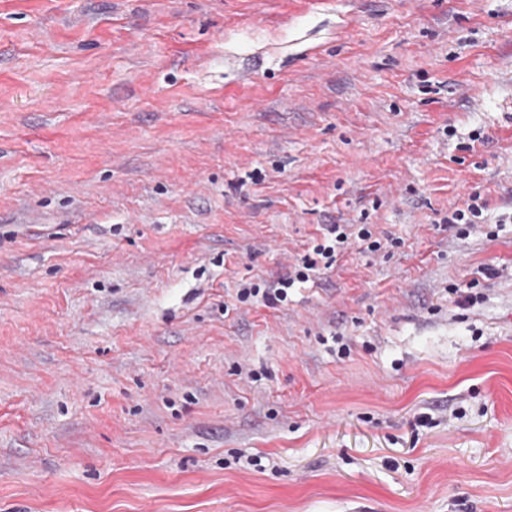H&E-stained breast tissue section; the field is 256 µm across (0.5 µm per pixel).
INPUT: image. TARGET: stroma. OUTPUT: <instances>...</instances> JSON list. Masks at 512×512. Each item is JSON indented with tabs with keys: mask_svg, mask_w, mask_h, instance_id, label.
I'll list each match as a JSON object with an SVG mask.
<instances>
[{
	"mask_svg": "<svg viewBox=\"0 0 512 512\" xmlns=\"http://www.w3.org/2000/svg\"><path fill=\"white\" fill-rule=\"evenodd\" d=\"M474 191L512 212V0H0V512H512ZM325 224L403 245L237 307ZM486 209V202L481 194L474 191L469 194L468 199L462 207H456L448 211V214L442 218V225L448 231L455 233L459 238H465L470 233L485 224L482 219L483 211Z\"/></svg>",
	"mask_w": 512,
	"mask_h": 512,
	"instance_id": "stroma-1",
	"label": "stroma"
}]
</instances>
